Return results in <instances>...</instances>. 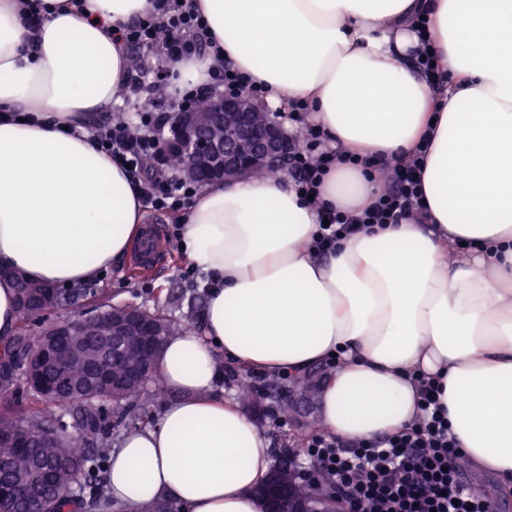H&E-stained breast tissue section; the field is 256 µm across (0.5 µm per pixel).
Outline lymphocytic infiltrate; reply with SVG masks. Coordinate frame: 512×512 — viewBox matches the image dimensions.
Segmentation results:
<instances>
[{
    "instance_id": "1",
    "label": "lymphocytic infiltrate",
    "mask_w": 512,
    "mask_h": 512,
    "mask_svg": "<svg viewBox=\"0 0 512 512\" xmlns=\"http://www.w3.org/2000/svg\"><path fill=\"white\" fill-rule=\"evenodd\" d=\"M206 29L192 0H156L152 14L116 32L129 50L149 56L141 70L130 71L128 88L135 99L150 100L151 105L138 112L140 133H132L129 123L117 121L95 122L91 128L101 150L127 165L129 175L139 183L142 205L149 211L187 209L199 190L197 183L164 170L160 136L170 113L191 110L204 97L220 92L230 95L244 90L254 102L264 99L261 85L225 63L195 90L172 89L173 65L206 53ZM162 31L167 34L163 41L158 38ZM359 163L358 157L330 147L323 130L307 125L294 147L288 179L299 194L316 196L332 167ZM376 171L386 183L384 194L358 217L337 209L323 211L324 222L311 242L316 252L334 251L360 226L418 217L421 193L415 166L387 160ZM417 383V414L410 426L394 435L366 440L312 433L302 453L291 462L297 479L314 474L316 490L334 499L337 512H495L488 494L461 479L465 454L439 401L441 382L424 375Z\"/></svg>"
}]
</instances>
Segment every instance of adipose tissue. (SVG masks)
I'll use <instances>...</instances> for the list:
<instances>
[{
  "label": "adipose tissue",
  "mask_w": 512,
  "mask_h": 512,
  "mask_svg": "<svg viewBox=\"0 0 512 512\" xmlns=\"http://www.w3.org/2000/svg\"><path fill=\"white\" fill-rule=\"evenodd\" d=\"M155 0H0V341L17 324L15 273L73 286L119 264L146 213L129 174L88 127L127 94L119 26ZM220 56L177 66L209 80L219 57L280 111L303 102L331 145L375 160L422 158L419 219L366 227L319 256L320 208L362 214L384 185L336 165L317 200L287 178L216 181L180 217L206 276L204 330L168 337L156 373L174 397L123 439L114 503L155 512H264L270 442L216 397L223 362L321 385L323 431L393 435L417 412L415 377L440 378L460 448L512 481V0H195ZM446 81L415 63L418 17ZM471 249L459 264L447 256Z\"/></svg>",
  "instance_id": "adipose-tissue-1"
}]
</instances>
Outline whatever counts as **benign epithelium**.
Listing matches in <instances>:
<instances>
[{
    "instance_id": "1",
    "label": "benign epithelium",
    "mask_w": 512,
    "mask_h": 512,
    "mask_svg": "<svg viewBox=\"0 0 512 512\" xmlns=\"http://www.w3.org/2000/svg\"><path fill=\"white\" fill-rule=\"evenodd\" d=\"M165 145L179 151L184 158L183 173L202 184L214 180L249 178L258 169L288 167L294 140L283 124L277 120L261 118V108L248 93L211 96V104L204 111L191 110L176 113L171 136ZM21 299L42 305L50 311L56 308L52 287L44 285L31 289L21 279ZM78 317L66 316L50 325L42 343L40 355L17 363L0 356V380L15 386L17 391H51L46 383L47 374L56 369L66 356L78 355L81 344L76 326ZM162 328L143 310L132 305L112 307L106 319L105 348L115 355L144 345L145 357L134 370L110 375H92L79 382L68 381L76 397L92 390L105 400L129 384L152 375L155 356L159 348ZM76 462L58 452L42 464L43 476L58 468H74ZM267 499L265 512H309L306 502L288 492L282 483V472L269 480L263 491ZM26 502L25 512H46L37 487L28 481H0V512H14L15 501Z\"/></svg>"
}]
</instances>
